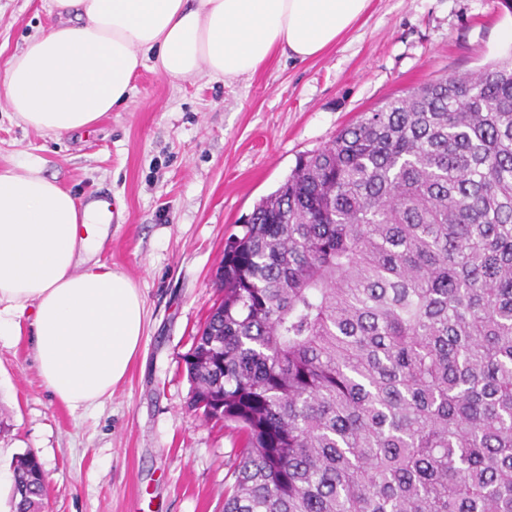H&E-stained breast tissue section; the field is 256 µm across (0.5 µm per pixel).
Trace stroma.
<instances>
[{"label": "stroma", "mask_w": 512, "mask_h": 512, "mask_svg": "<svg viewBox=\"0 0 512 512\" xmlns=\"http://www.w3.org/2000/svg\"><path fill=\"white\" fill-rule=\"evenodd\" d=\"M53 21L49 0H0V78ZM510 27L501 0H370L318 57L277 52L226 85L143 70L121 110L73 132L18 124L0 99V168L37 160L77 198L110 195L117 219L98 257L145 303L140 353L91 413L52 395L28 334L0 339V468L39 458L43 512H223L241 437L191 407L183 359L219 298L225 239L361 113L511 55Z\"/></svg>", "instance_id": "35a3bbf8"}]
</instances>
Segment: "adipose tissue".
Returning a JSON list of instances; mask_svg holds the SVG:
<instances>
[{
    "label": "adipose tissue",
    "instance_id": "1",
    "mask_svg": "<svg viewBox=\"0 0 512 512\" xmlns=\"http://www.w3.org/2000/svg\"><path fill=\"white\" fill-rule=\"evenodd\" d=\"M369 0H51L58 23L31 36L0 80L15 120L56 134L125 104L140 70L227 83L273 50L305 61L336 42ZM92 208L39 162L0 169V337L30 326L38 372L73 411L111 396L140 352L144 300L98 263Z\"/></svg>",
    "mask_w": 512,
    "mask_h": 512
}]
</instances>
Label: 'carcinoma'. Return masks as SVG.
I'll return each mask as SVG.
<instances>
[{"label": "carcinoma", "instance_id": "cac0c4a2", "mask_svg": "<svg viewBox=\"0 0 512 512\" xmlns=\"http://www.w3.org/2000/svg\"><path fill=\"white\" fill-rule=\"evenodd\" d=\"M185 356L224 512H512V57L364 112L227 237ZM14 465L11 512H42Z\"/></svg>", "mask_w": 512, "mask_h": 512}]
</instances>
